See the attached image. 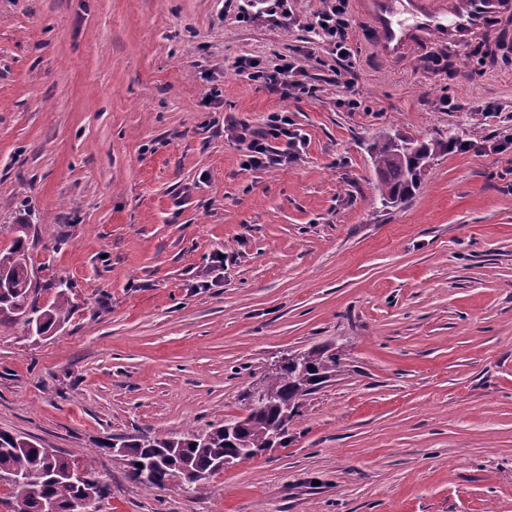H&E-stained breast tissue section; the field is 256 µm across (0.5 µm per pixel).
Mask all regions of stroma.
<instances>
[{
    "mask_svg": "<svg viewBox=\"0 0 512 512\" xmlns=\"http://www.w3.org/2000/svg\"><path fill=\"white\" fill-rule=\"evenodd\" d=\"M233 0H0V250L15 225L72 314L0 323V428L90 460L102 512H512V53L450 69L353 39L354 96L308 26ZM297 55L284 95L239 59ZM460 103L441 110V99ZM287 115L303 148L244 168L230 124ZM384 131L448 143L379 201ZM333 343L286 448L195 493L144 489L104 444L248 413L287 355Z\"/></svg>",
    "mask_w": 512,
    "mask_h": 512,
    "instance_id": "obj_1",
    "label": "stroma"
}]
</instances>
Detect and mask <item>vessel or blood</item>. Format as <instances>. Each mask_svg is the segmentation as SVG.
<instances>
[{
    "label": "vessel or blood",
    "instance_id": "vessel-or-blood-1",
    "mask_svg": "<svg viewBox=\"0 0 512 512\" xmlns=\"http://www.w3.org/2000/svg\"><path fill=\"white\" fill-rule=\"evenodd\" d=\"M373 53L387 62L419 63V49L452 45L465 54L512 17V0H352Z\"/></svg>",
    "mask_w": 512,
    "mask_h": 512
}]
</instances>
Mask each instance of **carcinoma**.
Segmentation results:
<instances>
[{"mask_svg": "<svg viewBox=\"0 0 512 512\" xmlns=\"http://www.w3.org/2000/svg\"><path fill=\"white\" fill-rule=\"evenodd\" d=\"M410 144L411 140L397 133L383 134L373 144L383 206L409 197L429 160L447 148L437 141L421 142L417 151L412 152L408 150ZM26 229L27 225H18L19 235L12 245L0 250V276L7 282L6 287L0 288V305L9 310L0 317V323L21 320L46 334L69 319L71 285L64 278L49 284L55 289V298L48 307L39 306L40 285L21 236ZM307 354L313 358L308 368L278 364L268 372L259 406L250 411L243 425L231 435L227 434V427L236 423L234 419L170 436L121 439L122 447L116 450V456L124 461L128 477L147 490L171 488L186 493L199 486L184 488L185 472L213 476L220 472L219 464L228 456L235 464L249 462L256 457L254 449L288 440V422L282 416V406L289 401L300 405L303 397L336 379L343 369L342 354L334 344L313 347ZM75 470L82 471L78 483L69 480ZM15 473L29 475L30 482L24 486L14 484L8 477ZM1 485L8 488L0 495V505L7 512H42L45 501L54 502L58 512H70L72 502L81 498L87 501L89 512H101V504L112 492L110 484L91 465L80 463L70 454L48 455L37 443L3 430H0Z\"/></svg>", "mask_w": 512, "mask_h": 512, "instance_id": "cac0c4a2", "label": "carcinoma"}]
</instances>
